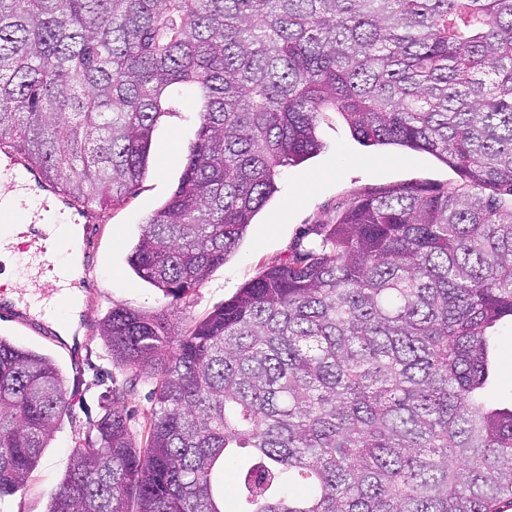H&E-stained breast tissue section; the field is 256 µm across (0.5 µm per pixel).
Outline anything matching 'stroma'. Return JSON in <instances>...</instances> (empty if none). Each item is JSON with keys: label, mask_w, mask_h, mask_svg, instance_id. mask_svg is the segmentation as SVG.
<instances>
[{"label": "stroma", "mask_w": 512, "mask_h": 512, "mask_svg": "<svg viewBox=\"0 0 512 512\" xmlns=\"http://www.w3.org/2000/svg\"><path fill=\"white\" fill-rule=\"evenodd\" d=\"M199 117L190 99L172 104V112L157 124L156 154L146 178L120 204L93 210L89 223L96 230L89 247L96 261L87 274L81 312L84 339L76 350L54 336L33 332L19 319L0 316V337L50 357L65 380L72 411L55 433L27 487L0 500V512H47L49 499L62 480L73 449L93 422L104 413L106 389L123 391L120 406L140 427L149 408L148 387L136 382V371L112 357L98 326L115 307L165 314L179 325L212 312L269 266L286 259L296 244L316 241L320 224L334 223L353 201L390 190L433 194L461 188L459 176L446 165L423 155H409L391 147H363L335 112L327 113L318 128L322 153L285 168L280 193L260 213L237 250L188 297L173 302L140 279L127 257L146 217L165 201L177 185L187 146L196 138ZM22 265L14 289L21 303L39 298L47 277L36 247L12 248Z\"/></svg>", "instance_id": "obj_1"}]
</instances>
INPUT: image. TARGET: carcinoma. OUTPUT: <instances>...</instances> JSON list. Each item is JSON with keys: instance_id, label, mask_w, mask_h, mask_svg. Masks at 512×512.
Segmentation results:
<instances>
[{"instance_id": "1", "label": "carcinoma", "mask_w": 512, "mask_h": 512, "mask_svg": "<svg viewBox=\"0 0 512 512\" xmlns=\"http://www.w3.org/2000/svg\"><path fill=\"white\" fill-rule=\"evenodd\" d=\"M179 88L197 137L129 258L173 301L321 152L328 112L468 190L356 200L180 328L112 309L102 335L153 406L135 431L105 396L48 512L512 507V407L486 399L512 320V0H0V149L77 206L143 180ZM68 414L52 359L0 337V499Z\"/></svg>"}]
</instances>
